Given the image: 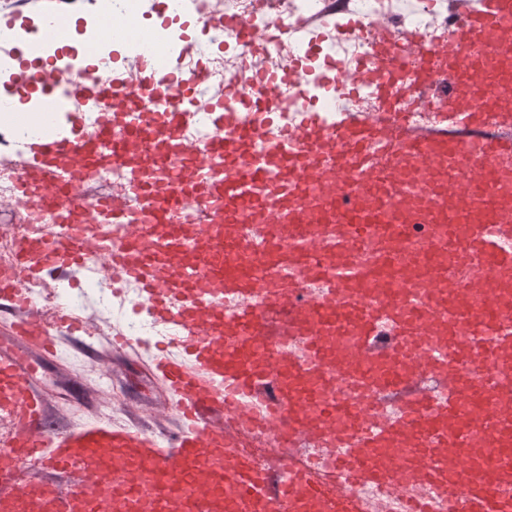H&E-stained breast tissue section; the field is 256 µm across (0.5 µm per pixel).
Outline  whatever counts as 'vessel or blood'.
I'll return each instance as SVG.
<instances>
[{"instance_id": "vessel-or-blood-1", "label": "vessel or blood", "mask_w": 512, "mask_h": 512, "mask_svg": "<svg viewBox=\"0 0 512 512\" xmlns=\"http://www.w3.org/2000/svg\"><path fill=\"white\" fill-rule=\"evenodd\" d=\"M40 27L67 16L52 0L0 8ZM452 41L379 26L372 55L343 68L375 86L370 109L287 115L281 91L308 72L284 58L253 63L262 41L290 47L304 23L204 11L201 33L233 32L251 89L237 112L201 107L195 79L133 54L88 82L39 64L12 74L22 101L55 112L27 139L16 191L48 214L94 210L112 224V276L136 284L168 341L152 363L183 420L172 448L110 422L44 428L30 370L0 355V512H372L389 490L402 512H512V303L481 286L512 274V113L461 111L454 95L489 52L512 44V0H455ZM487 50L469 56L475 40ZM412 46L406 55L404 46ZM141 96L173 97L143 109ZM428 110L425 122L411 108ZM93 128H86L87 115ZM112 165L127 195L77 192L90 166ZM207 199L203 223L185 199ZM139 213L142 236L126 225ZM18 253L0 275V304L19 280L86 259L84 234ZM55 325L15 324L36 351H56ZM352 334L375 373L337 371L330 338ZM265 428L289 457L264 467L237 452ZM394 454L375 465L371 452Z\"/></svg>"}]
</instances>
